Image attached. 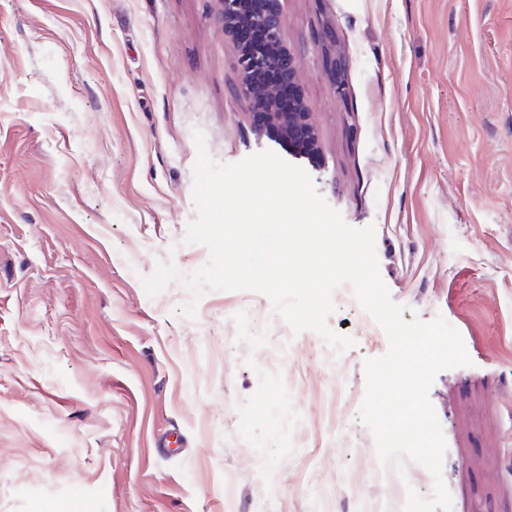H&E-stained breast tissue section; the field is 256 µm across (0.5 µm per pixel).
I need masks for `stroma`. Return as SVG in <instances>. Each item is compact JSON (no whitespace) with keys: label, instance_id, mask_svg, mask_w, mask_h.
I'll return each mask as SVG.
<instances>
[{"label":"stroma","instance_id":"obj_1","mask_svg":"<svg viewBox=\"0 0 512 512\" xmlns=\"http://www.w3.org/2000/svg\"><path fill=\"white\" fill-rule=\"evenodd\" d=\"M316 159L262 135L220 0H0V512H365L360 420L385 331L358 303L334 353L270 299L180 282L200 244L195 132L272 151L374 225L405 320L471 359L437 374L453 512H512V0H283ZM337 58L341 69L326 65ZM346 85L336 99V81Z\"/></svg>","mask_w":512,"mask_h":512}]
</instances>
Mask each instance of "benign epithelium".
Returning <instances> with one entry per match:
<instances>
[{"instance_id": "benign-epithelium-1", "label": "benign epithelium", "mask_w": 512, "mask_h": 512, "mask_svg": "<svg viewBox=\"0 0 512 512\" xmlns=\"http://www.w3.org/2000/svg\"><path fill=\"white\" fill-rule=\"evenodd\" d=\"M224 33L233 36L232 25L241 21L256 30L260 41L241 54V93L252 100H260L269 107L255 122L257 129L286 144L289 151L304 156H313L316 134L310 112L303 98L298 104L280 112L275 102L280 87L297 81L298 61L284 44V17L282 0H221ZM268 73L278 77V83L264 80Z\"/></svg>"}]
</instances>
